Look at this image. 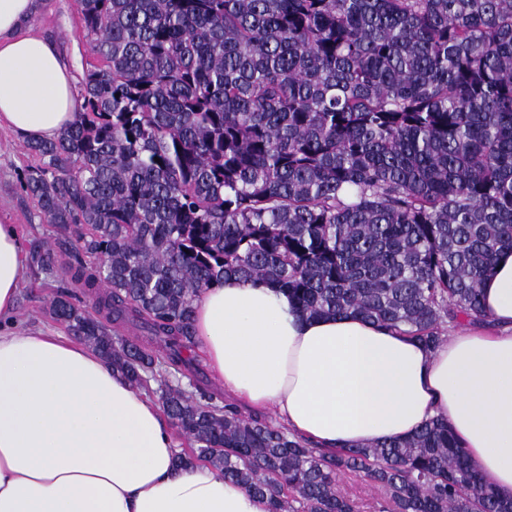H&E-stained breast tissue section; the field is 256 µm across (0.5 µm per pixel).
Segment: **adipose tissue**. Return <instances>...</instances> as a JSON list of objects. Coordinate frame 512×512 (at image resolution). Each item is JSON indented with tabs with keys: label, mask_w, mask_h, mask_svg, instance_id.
Wrapping results in <instances>:
<instances>
[{
	"label": "adipose tissue",
	"mask_w": 512,
	"mask_h": 512,
	"mask_svg": "<svg viewBox=\"0 0 512 512\" xmlns=\"http://www.w3.org/2000/svg\"><path fill=\"white\" fill-rule=\"evenodd\" d=\"M34 0H0V127L49 140L76 118L56 48L26 34ZM26 264L0 224V321ZM487 325L433 348L357 316L307 318L272 285L231 277L195 302L214 379L275 409L322 449L412 437L445 418L470 464L512 501V251L482 285ZM161 408L78 338L0 330V512H268L207 464L176 468Z\"/></svg>",
	"instance_id": "obj_1"
}]
</instances>
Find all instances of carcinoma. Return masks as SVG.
<instances>
[{
  "label": "carcinoma",
  "mask_w": 512,
  "mask_h": 512,
  "mask_svg": "<svg viewBox=\"0 0 512 512\" xmlns=\"http://www.w3.org/2000/svg\"><path fill=\"white\" fill-rule=\"evenodd\" d=\"M100 63L78 116L30 141L24 187L58 230L51 317L159 402L191 452L269 512H512L448 430L324 452L197 383L194 303L230 276L307 317L353 315L439 344L484 323L480 286L512 250V0H79ZM159 161H154V158ZM139 327L142 344L118 334ZM337 488L343 494L356 499L365 510H371L370 512H377L380 505L384 503V496L380 488L363 473L350 471L340 473L337 477Z\"/></svg>",
  "instance_id": "cac0c4a2"
}]
</instances>
